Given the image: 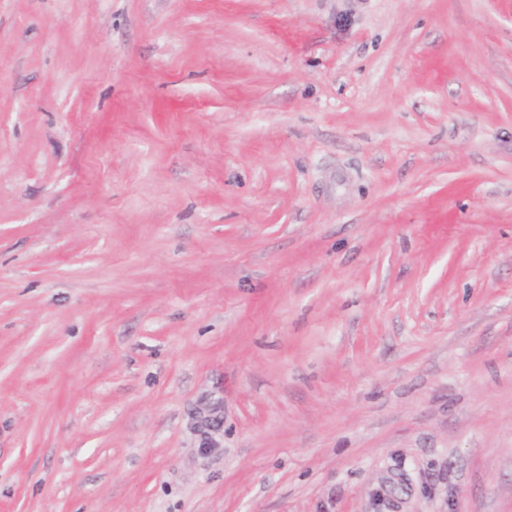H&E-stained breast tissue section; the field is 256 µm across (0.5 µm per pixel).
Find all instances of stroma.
Wrapping results in <instances>:
<instances>
[{"label": "stroma", "mask_w": 512, "mask_h": 512, "mask_svg": "<svg viewBox=\"0 0 512 512\" xmlns=\"http://www.w3.org/2000/svg\"><path fill=\"white\" fill-rule=\"evenodd\" d=\"M0 512H512V0H0Z\"/></svg>", "instance_id": "1"}]
</instances>
